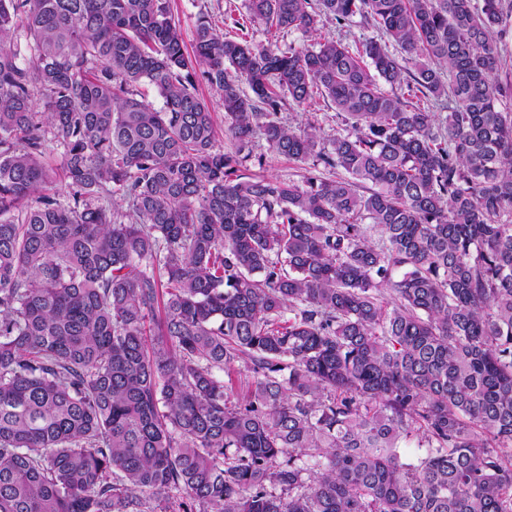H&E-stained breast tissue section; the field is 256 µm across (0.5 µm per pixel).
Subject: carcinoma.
Instances as JSON below:
<instances>
[{"label":"carcinoma","instance_id":"carcinoma-1","mask_svg":"<svg viewBox=\"0 0 512 512\" xmlns=\"http://www.w3.org/2000/svg\"><path fill=\"white\" fill-rule=\"evenodd\" d=\"M244 7L0 0V512H512V10ZM171 5L175 19L179 21L183 33V38L188 47H190L193 37V28L199 16L205 14L209 17L216 28L231 37H246L248 40L258 43L265 42L267 35L264 26L251 24L249 21L242 26L235 27L229 16V7L235 9L238 7L241 11L243 0H171ZM243 29V30H242ZM362 32L354 24L338 25L336 21L323 18L321 25V37L325 39H333L342 42H351L354 38H358ZM199 95L208 103L217 124L219 141L223 145L225 144L224 139V109L219 101V98L213 91L210 90L205 84H199L197 86ZM261 161V167L259 166ZM247 167L251 171L262 172L265 175L279 178L281 180H302L303 170L299 163L289 161L272 153L265 140L260 136H255L252 140V157L247 162Z\"/></svg>","mask_w":512,"mask_h":512}]
</instances>
